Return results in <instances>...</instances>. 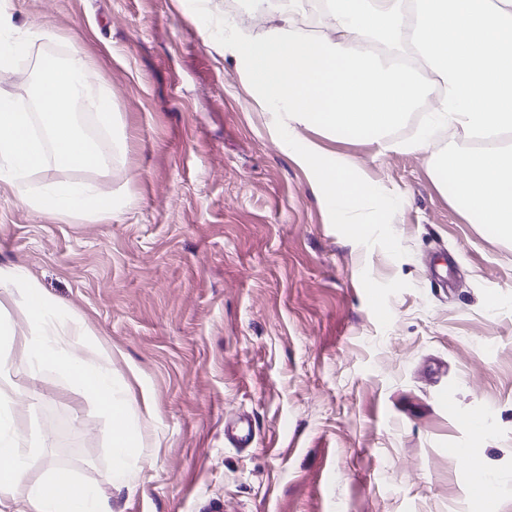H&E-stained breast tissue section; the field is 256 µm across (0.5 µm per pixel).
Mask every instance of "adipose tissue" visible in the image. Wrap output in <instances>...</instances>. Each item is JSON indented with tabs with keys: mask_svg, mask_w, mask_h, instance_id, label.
<instances>
[{
	"mask_svg": "<svg viewBox=\"0 0 512 512\" xmlns=\"http://www.w3.org/2000/svg\"><path fill=\"white\" fill-rule=\"evenodd\" d=\"M250 5L266 16L267 27L251 32L228 21L224 54L268 115L271 132L312 174L315 193L337 223H349L368 205L394 211L403 199L386 196L354 159L324 152L299 128L341 142H373L383 153L428 154L442 194L473 223L512 237V0H326L329 31L320 36L300 25L306 0ZM426 101L432 107L416 137L389 140ZM440 128L458 132L463 146L434 152ZM22 296L29 370L52 365L98 404L112 421V484L131 486L144 450L126 384L97 359L74 352L80 329L59 347L56 315L36 284ZM36 458L22 451L12 404L0 399V512H112L95 485L62 468L27 484ZM21 484L26 494L13 500Z\"/></svg>",
	"mask_w": 512,
	"mask_h": 512,
	"instance_id": "1",
	"label": "adipose tissue"
}]
</instances>
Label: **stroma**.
<instances>
[{
  "instance_id": "35a3bbf8",
  "label": "stroma",
  "mask_w": 512,
  "mask_h": 512,
  "mask_svg": "<svg viewBox=\"0 0 512 512\" xmlns=\"http://www.w3.org/2000/svg\"><path fill=\"white\" fill-rule=\"evenodd\" d=\"M41 28L0 70L27 97L36 57L80 49L112 97L108 174L48 164L34 185L125 195L88 221L0 184V268L24 269L85 354L129 387L146 462L111 478V420L53 366L4 347L18 434L95 484L112 512H512V238L437 189L427 158L313 130L405 199L365 229L333 223L224 57L225 0H0ZM252 427L250 447L224 442ZM478 447L498 493L449 449Z\"/></svg>"
}]
</instances>
